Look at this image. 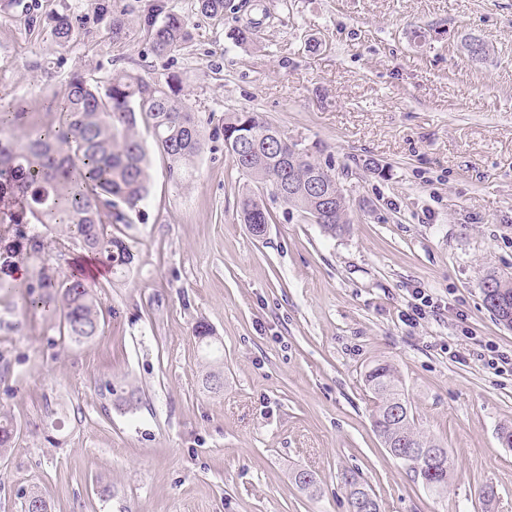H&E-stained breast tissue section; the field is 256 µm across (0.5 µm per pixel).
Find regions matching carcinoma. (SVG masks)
<instances>
[{"mask_svg": "<svg viewBox=\"0 0 512 512\" xmlns=\"http://www.w3.org/2000/svg\"><path fill=\"white\" fill-rule=\"evenodd\" d=\"M198 10L221 18L227 0H196ZM101 19L112 31V39L127 36L126 9L100 7ZM138 25L157 55L179 50L191 39L184 17L169 7L167 0H150L138 16ZM80 22L65 15L54 28L55 41L65 46L80 34ZM48 109L54 122L19 144L6 135L8 128L22 121L26 112L15 100L0 98V200L15 203L0 208L3 232H15L24 241L21 248H0V268L23 260L31 265L42 261L47 245L45 234L55 226L64 227L65 245H76L111 265L120 275L131 266L134 255L129 245L113 232L116 224H131L141 213L150 193L149 153L138 131L143 123L153 143L168 161V179L176 188L192 176L194 163L204 146L196 113L180 97L178 78L164 80L126 70H115L104 81L75 74L68 80L62 99L51 98ZM223 137L224 151L242 175L256 184V190L238 201L241 223L255 236L260 226L276 218L272 205L318 224L324 232L337 235L349 227L348 204L338 187L331 166L321 163L303 142L261 112H231L214 128ZM316 175L331 197L328 208L306 189L308 178ZM325 209L323 218L316 211ZM35 224L31 232L24 225ZM41 291L26 300L30 307L55 305L60 333L75 344L96 336L100 327V303L92 287L82 279L57 280L41 274ZM195 335L208 353H214L213 333L200 323ZM365 384L374 399L373 426L391 454L403 461L430 491L448 489L451 466L448 449L425 434L416 424L411 407L402 416L390 414L396 402H406L396 368L378 362L365 373ZM349 487L352 512H366L360 500L371 493V510L380 512L371 486L357 474L344 475Z\"/></svg>", "mask_w": 512, "mask_h": 512, "instance_id": "obj_1", "label": "carcinoma"}]
</instances>
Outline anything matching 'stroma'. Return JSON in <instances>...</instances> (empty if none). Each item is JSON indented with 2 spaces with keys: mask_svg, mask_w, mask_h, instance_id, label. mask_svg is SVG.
Masks as SVG:
<instances>
[{
  "mask_svg": "<svg viewBox=\"0 0 512 512\" xmlns=\"http://www.w3.org/2000/svg\"><path fill=\"white\" fill-rule=\"evenodd\" d=\"M102 2L0 0V97L28 114L14 137L51 123L47 102L72 74L119 68L178 75L209 139L179 189L150 152L125 277L88 275L95 260L76 246L44 258L55 278L90 277L104 314L90 341L70 344L26 308L37 269L0 270V415L17 428L0 449V512H23L32 491L48 512H349L350 470L381 512H512V448L498 439L512 375L479 358L491 344L512 355V327L482 290L489 275L512 277V0H230L220 19L171 0L192 39L164 56L135 23L113 41ZM66 14L86 24L61 47ZM251 21L253 40L236 43ZM241 111L332 165L345 233L283 212L261 238L241 224L251 182L211 138ZM417 288L441 310L413 326L401 313ZM200 322L223 349L217 366ZM378 361L396 366L420 429L447 448V493L424 488L374 432L364 374ZM213 368L218 390L204 384Z\"/></svg>",
  "mask_w": 512,
  "mask_h": 512,
  "instance_id": "35a3bbf8",
  "label": "stroma"
}]
</instances>
